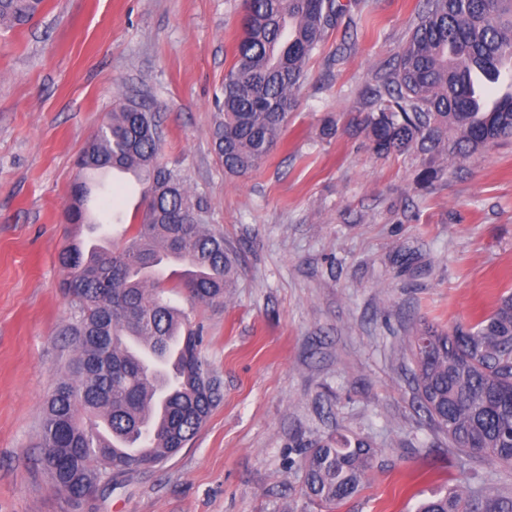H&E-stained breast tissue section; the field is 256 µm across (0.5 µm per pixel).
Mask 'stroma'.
<instances>
[{"instance_id":"1","label":"stroma","mask_w":512,"mask_h":512,"mask_svg":"<svg viewBox=\"0 0 512 512\" xmlns=\"http://www.w3.org/2000/svg\"><path fill=\"white\" fill-rule=\"evenodd\" d=\"M424 0H361L314 51L282 140L253 170L215 156V96L240 0H44L0 27V512H66L39 465L40 407L66 375L62 250L107 238L65 212L76 160L116 100L160 113L163 154L238 251L224 302L171 303L202 322L222 399L161 466L102 488L90 512H324L299 460L327 438L374 450L336 512H414L443 486L512 489L429 424L404 355L422 325L469 327L512 293V139L425 182L426 155L377 154L363 97ZM334 124L327 136L323 128Z\"/></svg>"}]
</instances>
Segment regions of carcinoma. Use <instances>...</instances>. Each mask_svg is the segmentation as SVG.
Wrapping results in <instances>:
<instances>
[{"label":"carcinoma","instance_id":"obj_1","mask_svg":"<svg viewBox=\"0 0 512 512\" xmlns=\"http://www.w3.org/2000/svg\"><path fill=\"white\" fill-rule=\"evenodd\" d=\"M44 0H0V25L33 20ZM234 62L224 76L210 132L225 171L243 174L281 139L298 102L306 61L358 0H242ZM512 60V0H426L411 36L365 99V124L380 154L410 150L461 163L512 137V93L480 111L475 76L496 83ZM159 113L128 99L113 111L79 157L66 220L85 224L94 191L112 210L103 180L121 171L142 185L141 222L121 248L67 246L59 257L63 288L78 307L68 329L76 357L42 405L40 463L74 510L93 488L155 464L184 448L208 420L221 382L203 353L202 331L164 294L185 291L198 303L224 301L237 259L224 235L204 223L207 201L186 186L182 170L160 160ZM183 257L174 279L164 260ZM181 329L177 344L169 342ZM128 336L146 344L130 357ZM411 384L425 416L471 460L512 466V297L467 330L420 329L408 342ZM161 403V423L143 412ZM138 442L132 453L113 440ZM361 439L321 442L302 460L305 494L333 508L357 494L371 466ZM417 512H512V497L482 486L451 487Z\"/></svg>","mask_w":512,"mask_h":512}]
</instances>
